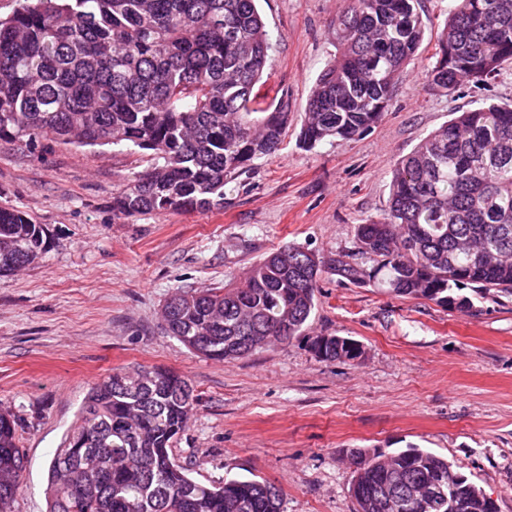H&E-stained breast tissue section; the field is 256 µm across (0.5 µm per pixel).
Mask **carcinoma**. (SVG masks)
<instances>
[{
    "label": "carcinoma",
    "mask_w": 512,
    "mask_h": 512,
    "mask_svg": "<svg viewBox=\"0 0 512 512\" xmlns=\"http://www.w3.org/2000/svg\"><path fill=\"white\" fill-rule=\"evenodd\" d=\"M258 0H18L0 18V144L48 136L64 144H125L151 164L112 194L117 216L209 211L224 186L278 150L288 106L260 82L270 42ZM419 0H344L332 21L336 55L315 80L299 145L346 142L388 111L393 89L424 39ZM512 62V0H453L428 72L450 91L483 84ZM45 229L0 206V275L42 253ZM359 288L386 286L459 309L463 290L512 295V106L468 110L433 131L395 170L382 218L357 227L351 248L329 254L289 244L255 264L242 287L178 293L164 305L166 331L210 359L255 353L246 338L278 344L302 335L322 274ZM345 336L316 335L323 360H351ZM161 368L114 372L84 401L50 463L49 512H281L278 489L256 479L205 484L176 461L193 394ZM17 420L0 408V512H10L25 468ZM352 448L356 512H384L385 491L439 482L428 509L490 512L448 487L454 463L411 446L386 467Z\"/></svg>",
    "instance_id": "carcinoma-1"
}]
</instances>
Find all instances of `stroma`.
Returning a JSON list of instances; mask_svg holds the SVG:
<instances>
[{"instance_id":"35a3bbf8","label":"stroma","mask_w":512,"mask_h":512,"mask_svg":"<svg viewBox=\"0 0 512 512\" xmlns=\"http://www.w3.org/2000/svg\"><path fill=\"white\" fill-rule=\"evenodd\" d=\"M452 0H420L416 59L380 122L354 140L297 143L310 89L336 54L343 0H260L272 44L271 99L293 121L275 154L204 213L117 216L112 194L147 162L123 146L40 139L0 145V204L43 224L46 249L0 276V407L26 453L12 512H48V471L90 388L114 372L163 368L194 394L173 448L192 478H253L282 512H356L350 448L414 445L447 457L512 512V296L457 309L322 275L309 328L357 340L360 360L324 361L307 337L251 356L202 357L170 336L161 312L179 292L243 284L253 264L295 244L327 254L380 218L398 163L455 113L512 102V63L450 92L426 77Z\"/></svg>"}]
</instances>
